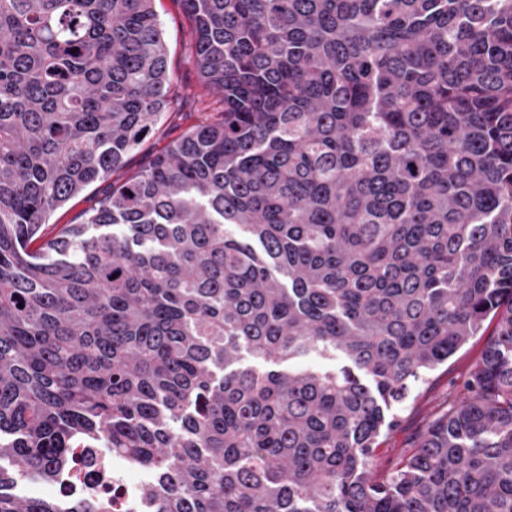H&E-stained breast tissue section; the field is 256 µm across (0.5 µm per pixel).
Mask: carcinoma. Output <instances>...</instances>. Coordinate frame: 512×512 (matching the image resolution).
<instances>
[{"instance_id":"obj_1","label":"carcinoma","mask_w":512,"mask_h":512,"mask_svg":"<svg viewBox=\"0 0 512 512\" xmlns=\"http://www.w3.org/2000/svg\"><path fill=\"white\" fill-rule=\"evenodd\" d=\"M153 2L0 0V512H102L16 492L77 443L153 472L145 512H512V0H180L222 109L145 153ZM136 168L137 158L129 162L126 167L114 172L108 182L92 184L83 193L72 199L65 207L54 212L49 219L50 224L45 225L43 232L45 239L52 238L61 227V225L55 226L54 224H76L78 216L95 206L109 188V184L113 182L117 185L123 182ZM487 337L475 336L448 363L430 372L427 381L419 383L409 400L397 407L401 425L381 439L383 443L378 450L380 469L393 467L408 447L410 439L443 410L448 409L450 396L463 392L464 383L479 360Z\"/></svg>"}]
</instances>
